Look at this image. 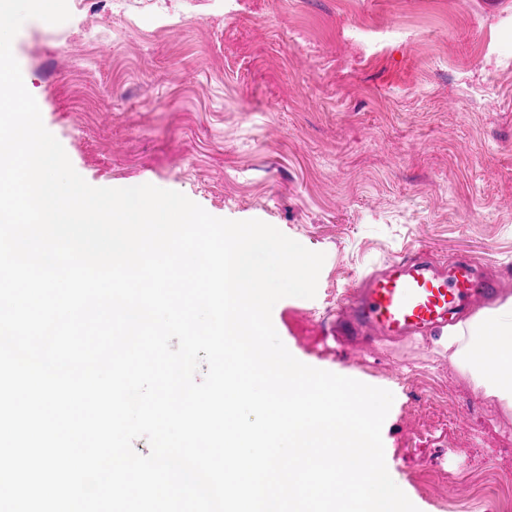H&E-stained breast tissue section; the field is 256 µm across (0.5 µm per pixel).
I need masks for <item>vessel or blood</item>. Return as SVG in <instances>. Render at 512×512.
<instances>
[{"label": "vessel or blood", "instance_id": "obj_1", "mask_svg": "<svg viewBox=\"0 0 512 512\" xmlns=\"http://www.w3.org/2000/svg\"><path fill=\"white\" fill-rule=\"evenodd\" d=\"M499 289V281L477 277L470 265L440 271L404 257L361 281L342 312L354 326L398 339L447 324L449 313L466 302L490 299Z\"/></svg>", "mask_w": 512, "mask_h": 512}]
</instances>
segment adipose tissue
<instances>
[{"label": "adipose tissue", "mask_w": 512, "mask_h": 512, "mask_svg": "<svg viewBox=\"0 0 512 512\" xmlns=\"http://www.w3.org/2000/svg\"><path fill=\"white\" fill-rule=\"evenodd\" d=\"M441 341L478 388L512 410V298L450 327Z\"/></svg>", "instance_id": "obj_1"}]
</instances>
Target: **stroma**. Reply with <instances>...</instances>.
<instances>
[{"instance_id": "35a3bbf8", "label": "stroma", "mask_w": 512, "mask_h": 512, "mask_svg": "<svg viewBox=\"0 0 512 512\" xmlns=\"http://www.w3.org/2000/svg\"><path fill=\"white\" fill-rule=\"evenodd\" d=\"M13 40L92 186L151 184L325 253L272 311L299 361L391 391L385 461L419 512H512V411L438 335L335 334L358 278L426 251L512 296V0H68Z\"/></svg>"}]
</instances>
